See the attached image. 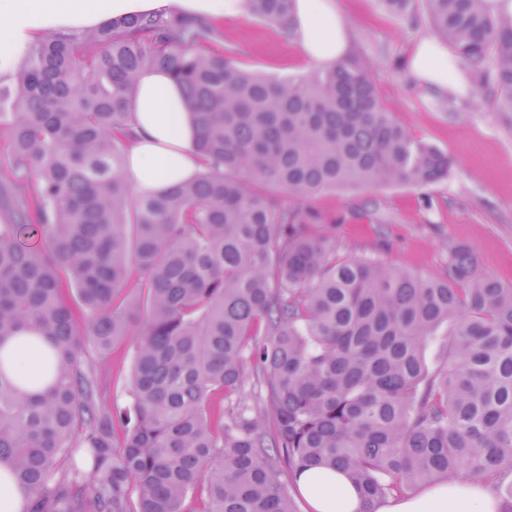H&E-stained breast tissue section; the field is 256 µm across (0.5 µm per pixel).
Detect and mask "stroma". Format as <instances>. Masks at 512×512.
Returning a JSON list of instances; mask_svg holds the SVG:
<instances>
[{"instance_id": "1", "label": "stroma", "mask_w": 512, "mask_h": 512, "mask_svg": "<svg viewBox=\"0 0 512 512\" xmlns=\"http://www.w3.org/2000/svg\"><path fill=\"white\" fill-rule=\"evenodd\" d=\"M355 55L371 64L379 95L394 119L416 139L445 150L455 165L447 180L427 187L341 186L301 199L326 217L322 230L340 258L370 257L427 278H445L448 246H467L476 272L512 285V113L495 111L482 86L462 97L427 91L407 65L415 43L434 31L423 10L397 18L380 0H342ZM225 44L240 51L243 68L275 75L308 70L293 39L247 16L218 22ZM134 337L85 360L104 381L112 411L130 403Z\"/></svg>"}]
</instances>
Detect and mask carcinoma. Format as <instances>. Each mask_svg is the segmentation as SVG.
Masks as SVG:
<instances>
[{
	"mask_svg": "<svg viewBox=\"0 0 512 512\" xmlns=\"http://www.w3.org/2000/svg\"><path fill=\"white\" fill-rule=\"evenodd\" d=\"M418 1L512 112V18L484 0H382L396 17ZM248 5L291 37L294 0ZM219 38L199 16L141 13L22 48L0 113L19 173L0 184V468L29 512H297L309 467L344 471L363 512L460 474L512 504V288L463 245L443 280L338 261L322 217L275 194L427 186L452 158L394 120L361 58L269 75L206 51ZM146 69L182 87L202 172L142 197L123 166ZM135 323L132 406L114 415L86 345L105 352ZM20 353L38 374L12 370ZM248 370L252 404L224 410Z\"/></svg>",
	"mask_w": 512,
	"mask_h": 512,
	"instance_id": "carcinoma-1",
	"label": "carcinoma"
}]
</instances>
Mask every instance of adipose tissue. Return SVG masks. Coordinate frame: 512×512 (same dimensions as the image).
<instances>
[{"label": "adipose tissue", "instance_id": "obj_1", "mask_svg": "<svg viewBox=\"0 0 512 512\" xmlns=\"http://www.w3.org/2000/svg\"><path fill=\"white\" fill-rule=\"evenodd\" d=\"M239 18L246 0H0V59L50 25L87 26L108 18L172 8ZM293 36L308 63L329 67L349 55L352 40L339 0H296ZM410 69L436 94L456 96L472 89L474 76L449 65L448 54L430 37L420 38ZM134 139L124 175L140 195H154L200 172L197 130L179 86L164 70L141 73L131 109ZM297 485L311 512H362L359 490L339 470L301 471ZM376 512H505L494 492L461 478L426 488L413 497L388 498Z\"/></svg>", "mask_w": 512, "mask_h": 512}]
</instances>
